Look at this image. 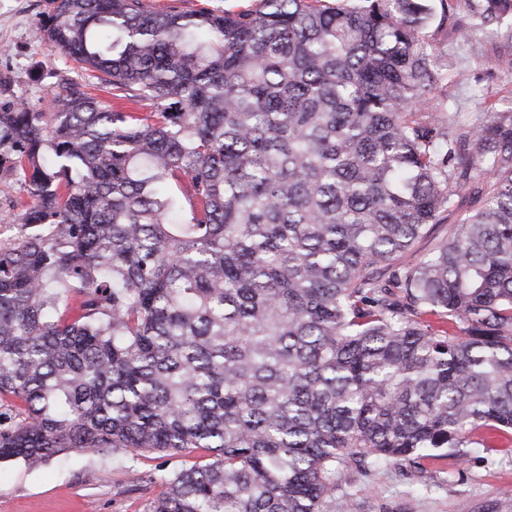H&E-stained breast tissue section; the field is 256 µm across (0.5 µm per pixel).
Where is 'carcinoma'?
<instances>
[{"label": "carcinoma", "instance_id": "1", "mask_svg": "<svg viewBox=\"0 0 512 512\" xmlns=\"http://www.w3.org/2000/svg\"><path fill=\"white\" fill-rule=\"evenodd\" d=\"M48 2L82 77L0 108V462L200 450L151 512H323L341 468L512 444V109L429 111L431 5ZM143 2L148 8L157 11H195L207 8L220 13L225 10H241L257 3L256 0H143ZM456 202V207L444 214L441 223L434 224L429 234L419 239L399 261L418 262L439 240L447 238L461 220L477 211L482 206L483 199L476 192L471 191L462 193L459 198H456Z\"/></svg>", "mask_w": 512, "mask_h": 512}]
</instances>
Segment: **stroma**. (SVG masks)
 I'll return each instance as SVG.
<instances>
[{"mask_svg": "<svg viewBox=\"0 0 512 512\" xmlns=\"http://www.w3.org/2000/svg\"><path fill=\"white\" fill-rule=\"evenodd\" d=\"M46 9L47 0H0L1 107L22 100L42 110L59 75L71 68L40 37ZM510 28L511 17L470 30L463 41L449 25L430 24L425 36L440 55L431 110L459 112L466 122L477 123L512 105V70L489 64L501 49L499 33ZM475 45L484 60H475ZM482 204L476 192L461 194L441 223L405 254V261L418 262ZM193 462V456L184 454L105 453L74 454L37 467L1 463L0 512H150L164 489L163 476ZM346 502L351 512H512V447L472 448L462 460L442 450L416 463L352 467L337 474L324 512H342Z\"/></svg>", "mask_w": 512, "mask_h": 512, "instance_id": "1", "label": "stroma"}]
</instances>
